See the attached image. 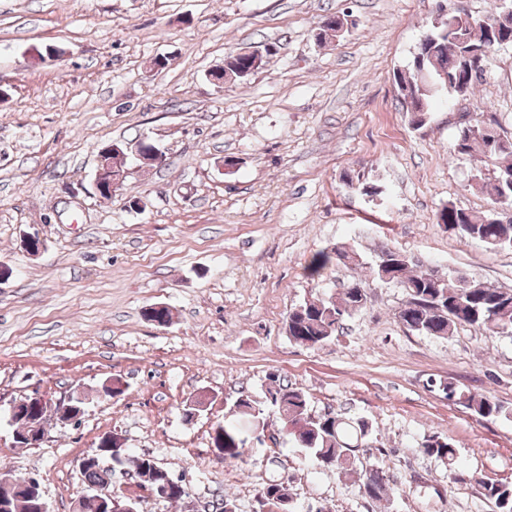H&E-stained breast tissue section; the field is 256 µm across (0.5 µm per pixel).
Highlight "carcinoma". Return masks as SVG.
I'll return each instance as SVG.
<instances>
[{
  "label": "carcinoma",
  "mask_w": 512,
  "mask_h": 512,
  "mask_svg": "<svg viewBox=\"0 0 512 512\" xmlns=\"http://www.w3.org/2000/svg\"><path fill=\"white\" fill-rule=\"evenodd\" d=\"M512 37V18L497 31L486 22L457 13L446 15L440 26L433 28L427 41L417 48L408 72L395 75L402 110L409 115L412 128L422 127L428 118L432 98L443 91L448 95L469 90L463 85L457 70L463 51L468 46L482 47L491 43V37ZM498 131L488 126L484 132L474 133L468 127L457 135L452 152L465 155L479 148L490 168L476 178V186L495 205L501 198L512 199V162L501 159L512 157V139L509 147L492 145ZM438 223L461 239L477 240L493 248L512 249V220L495 223L490 216L474 218L467 211L453 205L443 208ZM360 266L359 254L354 250L336 248L315 253L307 265L312 278L321 275L329 265ZM373 279L380 282H398L407 292V300L398 312L402 324L420 336L447 338L461 326L492 334L512 335V291L489 288L487 283L466 274L446 278L435 270L413 263V258L400 249H387L371 266ZM366 301L365 283L352 281L336 294L316 296L301 302L288 315L289 338L311 347L321 346L336 338L341 323ZM264 398L256 400L240 395L224 412V423L213 428L212 444L224 449V459L241 461L246 446L263 443L267 417L278 415L282 431L288 439L306 450L312 462L332 467L339 473L359 482V488L373 501L389 498L390 488L383 470L363 466L355 453L361 443L372 440V425L363 417H346L340 413L313 415L308 394L280 383L278 376H268ZM445 398L456 399L462 405L484 418L506 414L502 405L487 398H477L450 382L439 383ZM424 455L443 464L448 470V483L474 482L482 494L493 502L495 512H512V483L485 479L457 466L455 445L447 437L431 436L421 442ZM115 465L132 466L143 477L153 478L155 459L143 453L113 459ZM83 484L95 485L111 479L112 473L99 464L81 470ZM256 512H284L278 489L265 484L256 498Z\"/></svg>",
  "instance_id": "1"
}]
</instances>
